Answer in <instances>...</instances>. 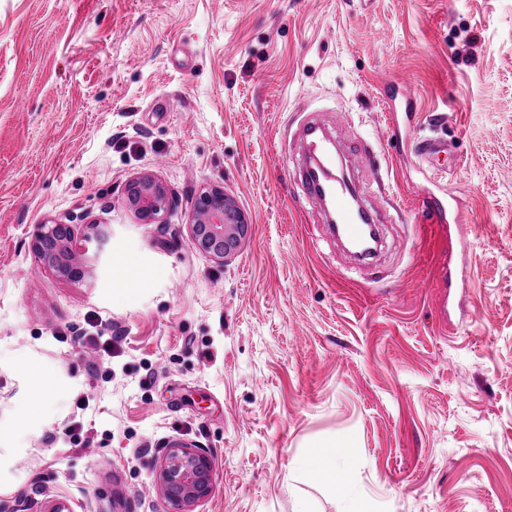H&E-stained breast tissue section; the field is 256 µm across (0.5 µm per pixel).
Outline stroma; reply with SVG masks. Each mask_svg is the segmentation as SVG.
I'll return each mask as SVG.
<instances>
[{
    "label": "stroma",
    "mask_w": 512,
    "mask_h": 512,
    "mask_svg": "<svg viewBox=\"0 0 512 512\" xmlns=\"http://www.w3.org/2000/svg\"><path fill=\"white\" fill-rule=\"evenodd\" d=\"M309 116L377 215L375 271L305 197ZM428 137L447 151L423 159ZM144 172L177 199L166 223L123 200ZM212 187L249 223L224 261L190 239ZM433 194L466 213L436 246ZM50 219L108 234L82 280L34 253ZM26 363L56 388L0 512H167L177 441L214 466L196 512H337L353 490L512 512V0H0L1 422ZM335 438L346 483L297 469Z\"/></svg>",
    "instance_id": "stroma-1"
}]
</instances>
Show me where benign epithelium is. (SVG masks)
Segmentation results:
<instances>
[{
    "label": "benign epithelium",
    "mask_w": 512,
    "mask_h": 512,
    "mask_svg": "<svg viewBox=\"0 0 512 512\" xmlns=\"http://www.w3.org/2000/svg\"><path fill=\"white\" fill-rule=\"evenodd\" d=\"M125 198L141 224L164 223L165 214L176 203L166 184L149 172L126 185ZM192 211L193 244L218 259L232 255L245 235L247 224L241 213L231 211L230 199L218 189H205L192 201ZM92 242L101 245L104 237L80 236L72 224H42L34 251L57 276L75 281L89 273L85 255ZM157 479L169 512H195L213 491L212 461L198 449L176 443L159 461Z\"/></svg>",
    "instance_id": "benign-epithelium-1"
}]
</instances>
